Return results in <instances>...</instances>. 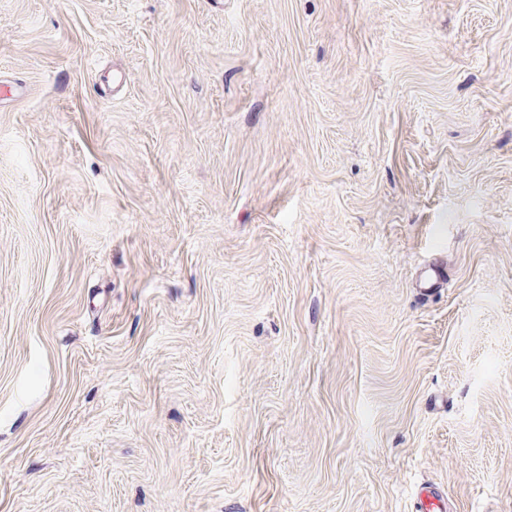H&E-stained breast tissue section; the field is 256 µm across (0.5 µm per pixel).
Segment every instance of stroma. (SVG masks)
<instances>
[{
	"label": "stroma",
	"instance_id": "obj_1",
	"mask_svg": "<svg viewBox=\"0 0 512 512\" xmlns=\"http://www.w3.org/2000/svg\"><path fill=\"white\" fill-rule=\"evenodd\" d=\"M4 81L0 512H512V0H0ZM412 512H447L448 497L433 486L420 487L412 499Z\"/></svg>",
	"mask_w": 512,
	"mask_h": 512
}]
</instances>
